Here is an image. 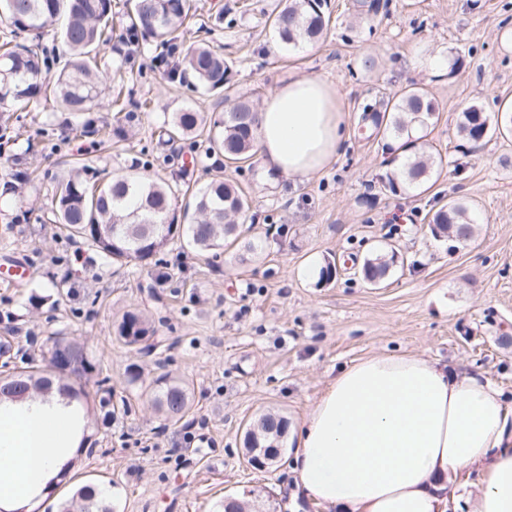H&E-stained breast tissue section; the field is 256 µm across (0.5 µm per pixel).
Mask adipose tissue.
<instances>
[{"label": "adipose tissue", "instance_id": "1", "mask_svg": "<svg viewBox=\"0 0 512 512\" xmlns=\"http://www.w3.org/2000/svg\"><path fill=\"white\" fill-rule=\"evenodd\" d=\"M347 114L334 87L296 76L255 116L263 168L306 178L336 157ZM55 392L0 407V497L42 485L77 447ZM298 488L326 512H446L452 474L482 471L467 512H512V415L487 381L417 354L373 355L331 379L291 432Z\"/></svg>", "mask_w": 512, "mask_h": 512}]
</instances>
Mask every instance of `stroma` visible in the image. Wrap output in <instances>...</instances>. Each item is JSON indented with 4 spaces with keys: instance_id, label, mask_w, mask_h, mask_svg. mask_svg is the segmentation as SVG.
Masks as SVG:
<instances>
[{
    "instance_id": "1",
    "label": "stroma",
    "mask_w": 512,
    "mask_h": 512,
    "mask_svg": "<svg viewBox=\"0 0 512 512\" xmlns=\"http://www.w3.org/2000/svg\"><path fill=\"white\" fill-rule=\"evenodd\" d=\"M353 3L327 0V34L294 48L269 22L284 0H194L183 37L231 65L224 91L169 85L155 66L165 52L159 43H107L98 55L102 79L124 111L93 107L94 126L84 131L73 114L34 103L14 123L22 139L0 147V266L20 260L31 272L17 286L0 282V336L26 354L75 336L107 367L129 411L109 422L90 414L99 449L74 472L114 480L116 512H223L225 496L242 494L253 512H323L297 494L290 449L253 468L244 433L269 410L297 427L328 378L369 355L422 354L491 381L512 414V139L474 147L457 130L470 106L494 113L512 99V0H381L367 21L355 19ZM15 40L52 73L70 57L57 28ZM298 75L331 83L348 114L343 149L310 177L271 181L257 159L232 163L201 142H158L173 113L210 119L239 99L259 105ZM412 84L437 104L425 130L435 174L426 189L393 193L386 177L407 156L398 139L363 128L362 109L383 110ZM144 100L148 108L139 109ZM148 152L162 160L156 172L172 190L175 216L219 173L247 197L242 235L220 257L173 250L157 264L120 267L53 223L51 191L71 161L107 177ZM451 197L465 199L476 220L468 240L431 233L434 211ZM390 248L394 273L364 282V259ZM329 260L336 275L325 284L319 272ZM61 287L70 295L58 306L29 307L30 294ZM134 308L154 319L157 350L115 343V324ZM133 364L144 380L168 372L192 384L182 422H165L147 394L127 385Z\"/></svg>"
}]
</instances>
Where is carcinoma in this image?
<instances>
[{"mask_svg": "<svg viewBox=\"0 0 512 512\" xmlns=\"http://www.w3.org/2000/svg\"><path fill=\"white\" fill-rule=\"evenodd\" d=\"M323 0H286V5L271 20L281 41L297 46L319 39L329 25ZM193 10L192 0H134L127 12L122 31L132 42L156 41L167 47L166 55L157 64L164 67L167 81L183 83L191 77L197 86L220 92L229 83L231 69L224 58L210 48L186 44L180 40L181 29ZM0 19L12 32L37 31L63 22V35L73 50L67 67L50 77L43 70L39 55L24 46L0 44V108L27 106L31 102L53 97L67 111L82 117L81 127L93 126L86 112L98 104L101 89L98 74V48L112 40V0H0ZM386 122L373 115L375 126L384 127V134L400 138L412 137L426 128L437 112L427 91L419 87L404 90L387 101ZM256 106L240 100L213 121L218 132L207 135L209 151L218 152L230 161L249 158L254 148ZM509 115L490 114L479 105L462 113L458 133L466 141L478 145L486 138L512 129ZM201 127L199 113L177 112L159 131V139L169 143L197 133ZM154 161H145L129 172L116 175L103 183L85 178L89 167L73 168L61 181L51 197L56 222L68 236L83 239L104 259L113 263L132 260L147 261L170 245L188 249L199 255L224 249V242L242 233L239 219L248 209L242 193L221 175L215 176L193 198L194 217L187 224L169 220L170 188L154 174ZM434 175V157L423 142L414 157L405 164L402 182L414 189ZM432 232L437 237L448 235L461 240L473 232L470 208L462 199L441 205L431 218ZM395 254H377L364 260L363 279L370 284L384 280L396 266ZM117 342L124 348L152 351L161 346L155 322L140 311L123 314L115 329ZM74 408L72 426L82 432L78 448L60 464L58 475L43 492L29 499H16L13 512H35V502L54 497L57 488L67 479L78 459L92 453L88 448L93 432L86 424L89 417L90 393L87 383L95 386L100 412L107 419L127 409L126 402L112 403V376L101 363L89 356L85 344L74 336H57L50 349L31 356L24 365L0 377V398L28 393L46 392L52 383ZM152 402L165 421L177 424L191 410V387L184 379L165 373L150 386ZM286 420L267 412L254 426L261 427L258 442L263 448L281 447L280 428ZM112 481L89 479L74 487L70 495L53 504L55 512H114Z\"/></svg>", "mask_w": 512, "mask_h": 512, "instance_id": "1", "label": "carcinoma"}]
</instances>
